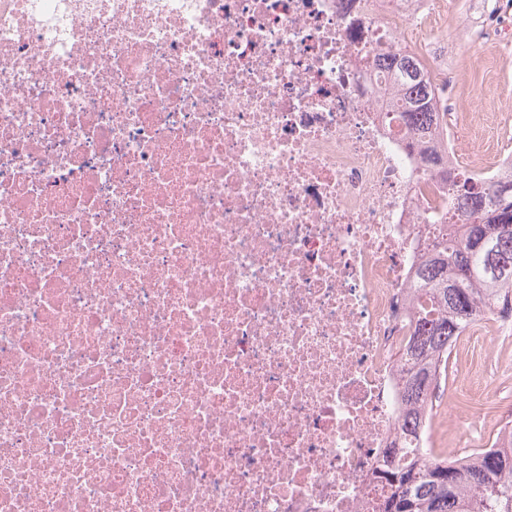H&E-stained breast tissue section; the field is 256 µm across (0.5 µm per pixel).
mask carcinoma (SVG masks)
Returning <instances> with one entry per match:
<instances>
[{
	"label": "carcinoma",
	"mask_w": 512,
	"mask_h": 512,
	"mask_svg": "<svg viewBox=\"0 0 512 512\" xmlns=\"http://www.w3.org/2000/svg\"><path fill=\"white\" fill-rule=\"evenodd\" d=\"M384 61L397 82L395 111L402 123L428 138L443 134L438 88L417 53L397 43ZM426 163L449 183L454 217L449 238L428 250L417 271V287L434 316L418 323L402 354L410 361L399 387L402 442L426 426L432 387L447 378L452 341L475 321L477 299H486L492 317L512 318V194L500 196L502 188H512V165L487 179L449 162L433 146ZM507 478L512 479V430L470 463L419 454L386 469L390 492L379 512H512Z\"/></svg>",
	"instance_id": "1"
}]
</instances>
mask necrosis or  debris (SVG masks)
<instances>
[{
    "label": "necrosis or debris",
    "instance_id": "1",
    "mask_svg": "<svg viewBox=\"0 0 512 512\" xmlns=\"http://www.w3.org/2000/svg\"><path fill=\"white\" fill-rule=\"evenodd\" d=\"M447 0H0V512H375L448 186L377 36Z\"/></svg>",
    "mask_w": 512,
    "mask_h": 512
}]
</instances>
